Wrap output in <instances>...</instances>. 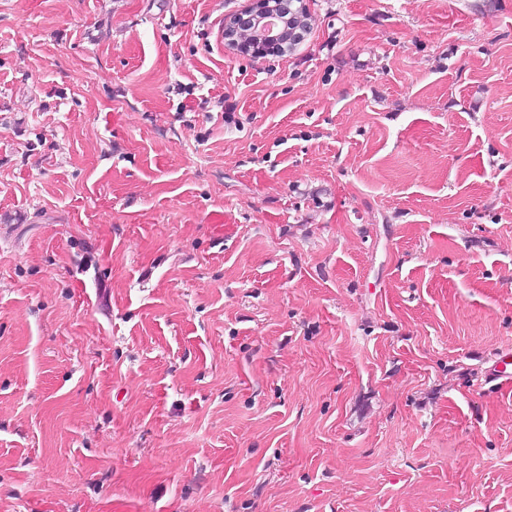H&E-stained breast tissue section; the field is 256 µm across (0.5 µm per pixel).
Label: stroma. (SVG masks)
Segmentation results:
<instances>
[{"instance_id":"stroma-1","label":"stroma","mask_w":512,"mask_h":512,"mask_svg":"<svg viewBox=\"0 0 512 512\" xmlns=\"http://www.w3.org/2000/svg\"><path fill=\"white\" fill-rule=\"evenodd\" d=\"M0 0V512H512V0ZM269 0H254L251 7L244 11L237 13L230 18L225 25L226 30L231 28V39L225 40L228 46L241 50L247 54L254 56L261 54L269 49L277 48L284 42L281 41L285 30V21L287 20V13L274 10V5ZM248 27H253L257 30L258 35L255 40L249 44L248 42H238L235 39V32L242 31L239 38L244 41L251 39V33L243 31ZM231 43V44H229ZM512 384V351L497 353L484 376V386L496 389Z\"/></svg>"}]
</instances>
